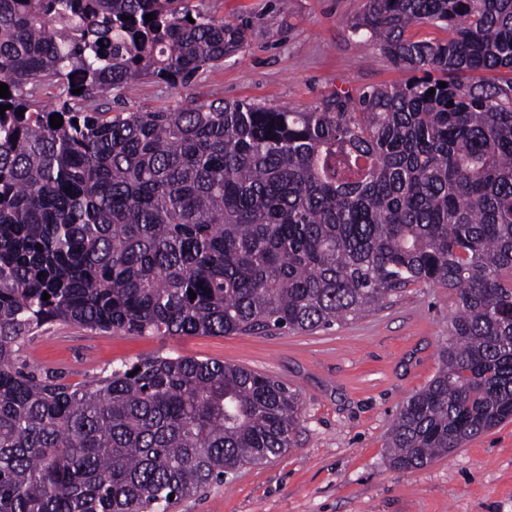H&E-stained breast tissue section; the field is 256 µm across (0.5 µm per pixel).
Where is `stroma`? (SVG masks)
Wrapping results in <instances>:
<instances>
[{
	"instance_id": "35a3bbf8",
	"label": "stroma",
	"mask_w": 512,
	"mask_h": 512,
	"mask_svg": "<svg viewBox=\"0 0 512 512\" xmlns=\"http://www.w3.org/2000/svg\"><path fill=\"white\" fill-rule=\"evenodd\" d=\"M243 25L248 45L186 86L147 79L98 100L102 112H154L192 100L307 110L338 92L400 84L394 66L350 24L361 0H190ZM455 292L416 284L363 317L266 336H136L54 324L26 342L28 363L80 383L152 356L217 360L277 379L300 397L294 444L180 501L172 512H512V421L415 470L385 448L403 403L434 377Z\"/></svg>"
}]
</instances>
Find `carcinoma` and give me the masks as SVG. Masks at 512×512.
<instances>
[{"instance_id":"cac0c4a2","label":"carcinoma","mask_w":512,"mask_h":512,"mask_svg":"<svg viewBox=\"0 0 512 512\" xmlns=\"http://www.w3.org/2000/svg\"><path fill=\"white\" fill-rule=\"evenodd\" d=\"M423 25L448 37L414 39ZM351 29L414 76L308 111L106 117L87 101L184 86L245 30L187 0H0V512H171L283 454L300 423L296 391L216 360L43 374L21 351L49 323L315 331L432 283L458 309L392 424L391 465L512 419V0H362Z\"/></svg>"}]
</instances>
